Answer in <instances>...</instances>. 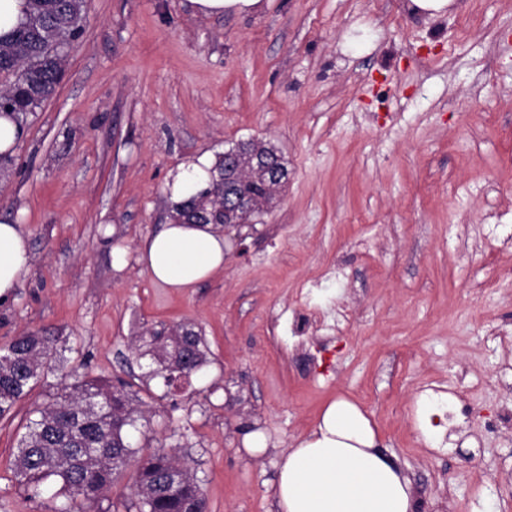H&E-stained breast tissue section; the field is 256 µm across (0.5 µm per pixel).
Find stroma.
<instances>
[{"label": "stroma", "instance_id": "stroma-1", "mask_svg": "<svg viewBox=\"0 0 512 512\" xmlns=\"http://www.w3.org/2000/svg\"><path fill=\"white\" fill-rule=\"evenodd\" d=\"M266 0L204 17L190 0H89L56 95L0 167L32 265L0 301V347L56 337L61 370L0 420V512H54L13 461L65 372L124 381L207 512H276L290 445L336 398L362 407L420 512H512V0ZM255 139L284 158L274 207L224 237L197 287L156 282L138 249L169 223L168 184ZM188 323L207 365L167 389L141 338ZM453 396L445 444L414 426ZM269 439L246 451L253 430ZM451 400L448 396L443 400L423 395L418 401V428L425 443L431 448H438L437 445L441 442L445 431L443 427L434 424L433 418L441 414Z\"/></svg>", "mask_w": 512, "mask_h": 512}]
</instances>
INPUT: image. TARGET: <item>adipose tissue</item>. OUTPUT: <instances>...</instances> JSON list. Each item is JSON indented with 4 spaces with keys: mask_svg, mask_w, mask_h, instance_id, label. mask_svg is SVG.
Masks as SVG:
<instances>
[{
    "mask_svg": "<svg viewBox=\"0 0 512 512\" xmlns=\"http://www.w3.org/2000/svg\"><path fill=\"white\" fill-rule=\"evenodd\" d=\"M139 262L169 288H192L224 267V236L209 224H167L146 241ZM31 253L21 224L0 217V298L29 273ZM411 479L379 446L371 419L339 397L280 465L277 512H419Z\"/></svg>",
    "mask_w": 512,
    "mask_h": 512,
    "instance_id": "adipose-tissue-1",
    "label": "adipose tissue"
}]
</instances>
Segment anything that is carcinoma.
I'll return each mask as SVG.
<instances>
[{
	"label": "carcinoma",
	"instance_id": "obj_1",
	"mask_svg": "<svg viewBox=\"0 0 512 512\" xmlns=\"http://www.w3.org/2000/svg\"><path fill=\"white\" fill-rule=\"evenodd\" d=\"M24 22L0 39V115L24 129L28 118L58 90L65 72L67 46L81 35L87 0H27ZM251 147L263 160L240 159L241 171L224 173L216 162L210 185L214 194L201 193L171 210L175 224L224 226V191L248 196L260 215L272 208L284 184L274 180L288 172L274 148L255 141ZM149 354L158 363L152 375L166 387L188 380L208 363L203 336L190 324H178L165 336H155ZM56 339L23 333L0 348V418L11 413L35 386L57 369ZM58 388L51 403L33 410L21 438L14 473L28 495L41 497L50 489L64 498L55 512H75V506L99 505L108 499L116 474L130 465L137 450L131 437L141 412L133 395L103 377L76 371ZM183 468V479L162 482L172 468ZM138 512H206V500L191 468L160 448L141 458L135 468Z\"/></svg>",
	"mask_w": 512,
	"mask_h": 512
}]
</instances>
